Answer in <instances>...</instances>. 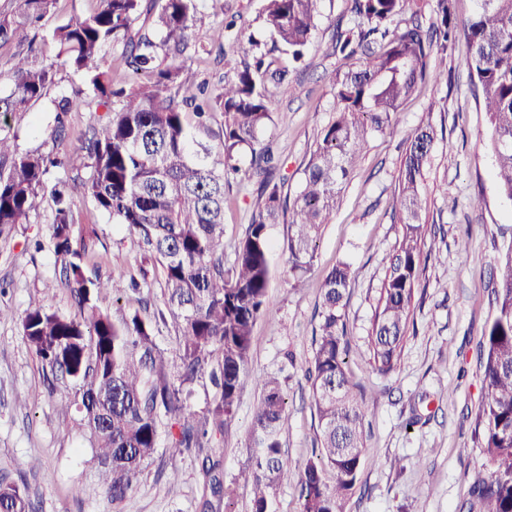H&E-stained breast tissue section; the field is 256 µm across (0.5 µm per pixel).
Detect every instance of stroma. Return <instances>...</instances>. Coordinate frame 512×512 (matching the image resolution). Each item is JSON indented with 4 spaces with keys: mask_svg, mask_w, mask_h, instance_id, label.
<instances>
[{
    "mask_svg": "<svg viewBox=\"0 0 512 512\" xmlns=\"http://www.w3.org/2000/svg\"><path fill=\"white\" fill-rule=\"evenodd\" d=\"M223 9L202 8L194 38L209 43L225 16H235V29L224 36L222 52L188 59L185 77L219 83L240 65L230 46L238 30L272 44L259 16L263 0H223ZM322 20L308 53L309 65L294 74L290 88L274 105L273 122L260 143L277 149L288 178V194L296 196L302 171L321 130L333 118L334 94L325 75L339 65L332 48L335 26L352 27L350 0H321ZM467 44L458 41L445 65L448 81L425 84L400 108L393 129L372 133L342 201L317 241L314 269L303 287L288 282V227L270 228L274 245L273 279L268 289L267 317L258 321L249 368L252 374H277L288 401L284 446L295 467H302L315 439L314 415L305 370L313 354L312 336L319 286L337 262L350 265L354 278L345 308L346 338L352 348L348 370L364 389V471L343 512H482L470 488L486 473L484 454L474 438V418L482 399L477 345L493 316L491 271L512 246V202L503 199L493 177L494 157L482 145L488 119L479 92L465 65ZM60 84L46 99L11 122L20 149L51 150L48 128L54 98L72 76L58 72ZM432 118L438 139L425 171L426 220L440 227L426 271L415 292L412 323L396 370L379 375L373 364L369 334L380 298L389 254L401 231L396 202L403 139L424 118ZM249 150L239 155L224 214L225 266H232V246L250 220L257 186L248 178ZM77 229L88 234L93 263L102 274L146 273V310L155 324L157 344L168 359L170 376L180 370L179 337L173 322L163 321V279L159 265L146 264L137 237L112 223L74 191ZM51 206L0 235V307L10 318L0 320V478L26 488L35 512H201L206 493L201 461L223 457L224 479L233 494L226 512H250L249 486L235 482L247 459L251 411L260 391L244 389L228 434L211 442L205 453L191 451L170 459L168 429H161L159 450L138 477L132 491L112 504L99 481L100 464L73 414L67 413L64 383L47 380L25 343L20 319L42 302L71 313L67 292L57 278L48 243ZM44 245L28 249L30 240ZM467 240V254L458 243ZM37 470H30V463Z\"/></svg>",
    "mask_w": 512,
    "mask_h": 512,
    "instance_id": "1",
    "label": "stroma"
}]
</instances>
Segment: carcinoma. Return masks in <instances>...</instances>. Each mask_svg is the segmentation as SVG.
<instances>
[{
  "instance_id": "obj_1",
  "label": "carcinoma",
  "mask_w": 512,
  "mask_h": 512,
  "mask_svg": "<svg viewBox=\"0 0 512 512\" xmlns=\"http://www.w3.org/2000/svg\"><path fill=\"white\" fill-rule=\"evenodd\" d=\"M0 11V46L34 34L0 92V235L25 224L52 201L51 248L73 315L37 304L20 320L23 339L45 373L73 383L68 408L103 465L112 503L123 501L157 452L162 425L177 430L166 449L175 458L201 448L235 417L250 377L248 359L273 276L269 227L287 223L288 271L300 288L316 259L322 225L341 194L372 132L393 127L398 109L430 78L448 80L433 58L448 56L459 36L468 44L466 66L488 116V147L502 195L512 200V0H478L458 27L455 0H435L436 20L424 22L418 0H351L355 24L336 26L334 51L342 65L327 75L335 119L323 130L288 203L286 179L273 178L279 158L258 140L273 122L276 99L288 92L293 65L305 60L317 30L320 0H264L260 18L280 56L253 36L232 45L240 58L232 79L218 88L183 76L192 29L206 0H97L94 10L47 25L56 0H15ZM121 51L126 71L141 80L115 81L107 49ZM79 77L71 94L54 100L50 140L67 136V117L83 107L103 111L79 151H21L9 118L26 112L57 84V61ZM218 128H213V125ZM437 137L430 122L405 139L398 176L401 234L396 240L376 309L371 343L378 374H391L408 330L415 287L428 260L424 171ZM251 152L248 176L259 184L250 222L224 269L226 188L239 173L237 154ZM53 168L71 181H50ZM80 182L96 209L139 239L144 258L162 269L166 306L180 332L179 385L168 378L152 322L137 311L116 321L98 306L104 293L121 298L140 290L135 279L106 278L89 269L86 237L76 229L70 182ZM494 316L478 349L483 399L474 433L487 473L472 487L484 512H512V246L492 272ZM352 271L339 262L321 285L318 327L307 369L317 419L316 445L300 473L283 451L288 403L278 377L256 379L251 461L235 481L252 487L251 512H275L279 486L297 480L300 512H342L360 479L364 447L362 387L347 369L345 298ZM216 389L208 415L187 404V385L203 374ZM211 498L201 512H218L231 494L220 461L202 460ZM0 512H32L26 490L0 479Z\"/></svg>"
}]
</instances>
